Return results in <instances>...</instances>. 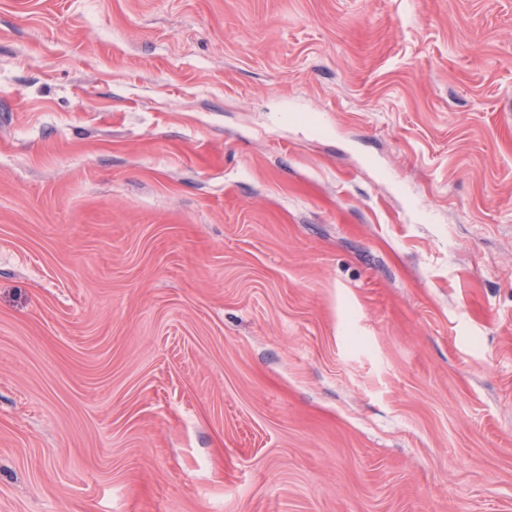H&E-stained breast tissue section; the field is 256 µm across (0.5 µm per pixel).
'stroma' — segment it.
I'll use <instances>...</instances> for the list:
<instances>
[{
    "instance_id": "1",
    "label": "stroma",
    "mask_w": 512,
    "mask_h": 512,
    "mask_svg": "<svg viewBox=\"0 0 512 512\" xmlns=\"http://www.w3.org/2000/svg\"><path fill=\"white\" fill-rule=\"evenodd\" d=\"M0 512H512V0H0Z\"/></svg>"
}]
</instances>
